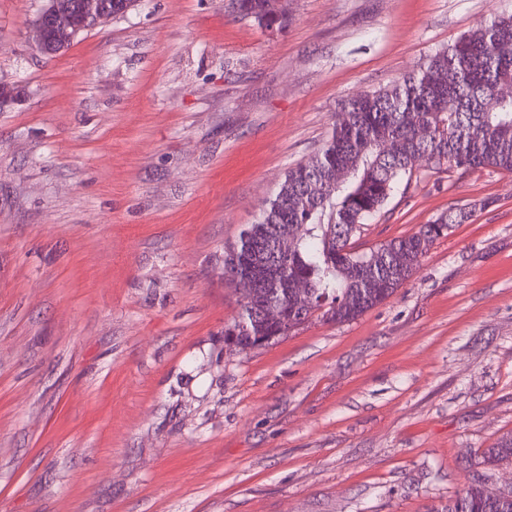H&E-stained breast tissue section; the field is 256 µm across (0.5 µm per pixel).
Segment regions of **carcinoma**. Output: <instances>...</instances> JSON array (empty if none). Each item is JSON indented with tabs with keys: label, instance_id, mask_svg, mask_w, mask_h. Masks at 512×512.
<instances>
[{
	"label": "carcinoma",
	"instance_id": "1",
	"mask_svg": "<svg viewBox=\"0 0 512 512\" xmlns=\"http://www.w3.org/2000/svg\"><path fill=\"white\" fill-rule=\"evenodd\" d=\"M277 2L234 5L270 29L288 22ZM421 162L512 174V13L480 24L395 84L347 101L318 151L288 169L256 222L224 250L239 305L224 336L245 350L287 335L294 319L343 324L393 296L448 227L468 219L451 208L412 234L355 245ZM509 459L512 434L483 454L491 466ZM441 512H512V502H499L480 474Z\"/></svg>",
	"mask_w": 512,
	"mask_h": 512
}]
</instances>
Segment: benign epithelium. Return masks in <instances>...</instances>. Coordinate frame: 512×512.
<instances>
[{"mask_svg":"<svg viewBox=\"0 0 512 512\" xmlns=\"http://www.w3.org/2000/svg\"><path fill=\"white\" fill-rule=\"evenodd\" d=\"M109 12L107 0H82L79 15L73 14L70 0H46L30 28L36 47H41L46 30L53 28L58 41L64 45L73 42L83 31L97 26Z\"/></svg>","mask_w":512,"mask_h":512,"instance_id":"benign-epithelium-1","label":"benign epithelium"}]
</instances>
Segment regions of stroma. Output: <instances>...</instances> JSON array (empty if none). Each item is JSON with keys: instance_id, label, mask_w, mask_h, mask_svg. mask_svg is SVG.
Segmentation results:
<instances>
[{"instance_id": "stroma-1", "label": "stroma", "mask_w": 512, "mask_h": 512, "mask_svg": "<svg viewBox=\"0 0 512 512\" xmlns=\"http://www.w3.org/2000/svg\"><path fill=\"white\" fill-rule=\"evenodd\" d=\"M0 0V512H435L512 461V175L419 169L360 236L471 215L359 319L229 350L224 248L342 100L512 0H141L53 57ZM279 0H234L235 9L243 17L253 19L266 29L282 27L288 22L286 8H277Z\"/></svg>"}]
</instances>
